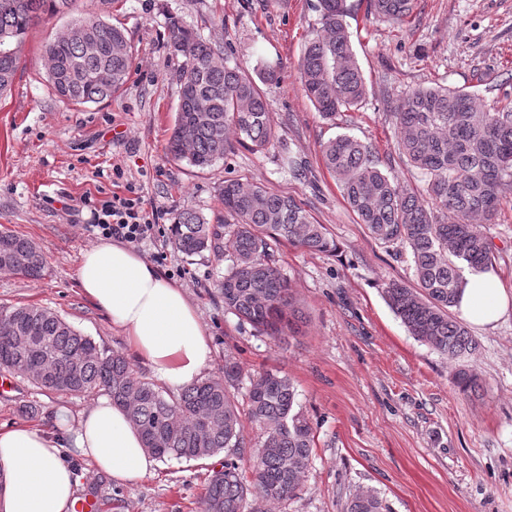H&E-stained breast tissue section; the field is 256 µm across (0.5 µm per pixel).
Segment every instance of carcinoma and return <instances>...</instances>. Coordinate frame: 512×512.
<instances>
[{
	"mask_svg": "<svg viewBox=\"0 0 512 512\" xmlns=\"http://www.w3.org/2000/svg\"><path fill=\"white\" fill-rule=\"evenodd\" d=\"M417 0H369L378 18L400 23ZM77 0H0V92L12 84L19 48L28 29L45 14L76 8ZM320 31L305 44L298 63L303 90L318 112L331 119L355 110L366 84L354 58L346 17L347 0H317ZM167 42L181 58L179 103L167 154L204 170L234 149L228 132L256 151L274 143L267 102L255 79L227 61L230 46L201 39L178 20ZM43 57L55 95L71 103H97L126 82L131 47L124 31L95 15L45 45ZM112 72V83L97 80ZM400 130L397 149L420 170L426 188L414 191L379 168L369 145L339 135L321 145L326 169L369 233L411 256L415 283L392 280L385 296L408 332L450 359L475 352L477 341L452 315L463 270L493 268L495 255L483 228L503 200L512 197V107L485 108L475 94L445 86L409 91L391 113ZM232 218L230 238L222 221L209 223L192 209L176 214L171 236L188 257L211 254L231 264L219 281L224 310L270 335L293 329L301 318L287 280L275 265L274 246L286 240L311 251L332 248L323 225L315 224L291 197L266 187L226 179L219 188ZM46 260L31 240L0 231V272L42 276ZM0 369L51 392L83 395L102 389L127 410L145 446L160 458L202 460L245 447L236 404L239 367L224 361V374L196 381L170 395L145 380L128 358L108 353L56 312L27 304L0 309ZM260 448L246 481L231 460L214 472L202 512H244L248 496L285 500L302 485L315 433L298 409L287 375L266 370L247 392ZM346 512H388L371 491L353 495Z\"/></svg>",
	"mask_w": 512,
	"mask_h": 512,
	"instance_id": "carcinoma-1",
	"label": "carcinoma"
}]
</instances>
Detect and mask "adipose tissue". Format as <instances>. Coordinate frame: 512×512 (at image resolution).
I'll return each instance as SVG.
<instances>
[{
	"mask_svg": "<svg viewBox=\"0 0 512 512\" xmlns=\"http://www.w3.org/2000/svg\"><path fill=\"white\" fill-rule=\"evenodd\" d=\"M77 278L158 378L174 387L197 379L211 355L210 337L181 289L153 265L122 243L102 242L82 252ZM465 281L455 310L468 325L493 328L512 311V295L493 272L470 270ZM57 422L70 425L69 441L26 424L0 429V512H70L79 478L63 459L68 450L126 485L160 465L110 397L98 398L75 422L60 409Z\"/></svg>",
	"mask_w": 512,
	"mask_h": 512,
	"instance_id": "adipose-tissue-1",
	"label": "adipose tissue"
}]
</instances>
